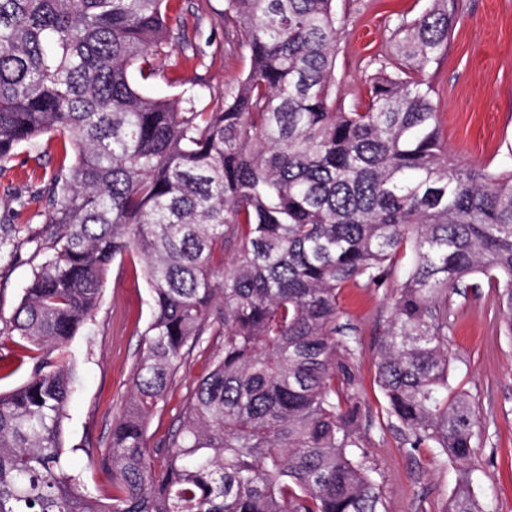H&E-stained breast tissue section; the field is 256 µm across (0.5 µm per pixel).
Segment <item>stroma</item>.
<instances>
[{
  "instance_id": "obj_1",
  "label": "stroma",
  "mask_w": 512,
  "mask_h": 512,
  "mask_svg": "<svg viewBox=\"0 0 512 512\" xmlns=\"http://www.w3.org/2000/svg\"><path fill=\"white\" fill-rule=\"evenodd\" d=\"M448 53L437 68L433 98L444 148L459 162L492 168L512 166V0H459ZM428 0H336L342 17L338 35L335 91L345 107L364 103L368 78L393 52L394 32L426 9ZM187 20L189 42L170 41L155 58L149 94L176 97L204 78L212 94L233 88L250 67L249 52L235 24L224 21V0H171ZM201 49L197 63L185 55ZM56 137L20 147L0 163V225L25 224L41 231L44 196L60 164H73ZM38 262L32 245H22L14 260L0 261V323L12 316ZM342 322L360 342L357 355L364 399L371 417L368 461L380 488L385 512H443L453 490L456 466L432 462L430 449L411 453L399 447L390 430L379 428L383 398L375 382L376 344L389 317L386 291L353 285L340 296ZM150 315V291L131 261L113 265L92 321L54 352L77 375L76 391L64 421L65 447L81 468L84 483L100 498L112 494V472L105 463L114 419L129 398V380ZM448 352L452 382L468 393L479 444L472 478L489 512H512V337L503 329L494 289L467 291L448 299ZM207 357H186L165 406L152 414L151 443L167 440Z\"/></svg>"
}]
</instances>
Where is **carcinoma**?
<instances>
[{
    "mask_svg": "<svg viewBox=\"0 0 512 512\" xmlns=\"http://www.w3.org/2000/svg\"><path fill=\"white\" fill-rule=\"evenodd\" d=\"M169 0H0V162L60 138L75 161L45 196L47 227L0 226L36 265L0 335L34 361L0 392V512H384L368 464L358 341L339 294L387 288L381 419L399 447L459 465L446 512H487L473 487L469 396L450 383L448 295L495 288L512 335V170L444 150L432 69L457 0L398 27L368 101L332 99L335 0H226L251 67L222 96L155 98L150 57L189 42ZM231 264L224 266V255ZM138 258L151 295L130 396L113 422L112 499L64 452L75 371L52 357L93 316L112 262ZM408 258L401 283L393 276ZM197 380L154 447L185 356ZM206 362V355L197 348L186 357L176 375L167 403L153 413L148 421L147 436L151 445L164 442L173 433L185 400L195 386L196 380L205 372Z\"/></svg>",
    "mask_w": 512,
    "mask_h": 512,
    "instance_id": "cac0c4a2",
    "label": "carcinoma"
}]
</instances>
